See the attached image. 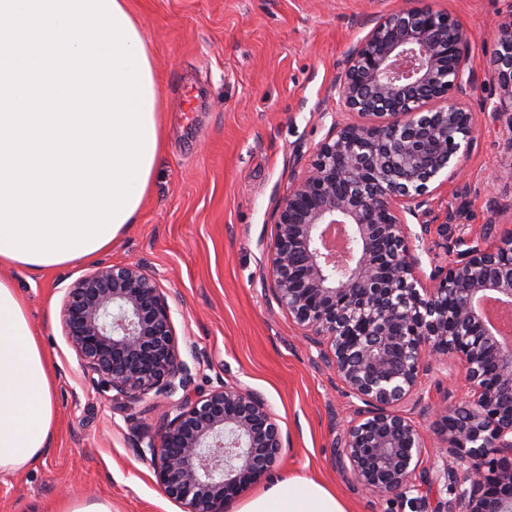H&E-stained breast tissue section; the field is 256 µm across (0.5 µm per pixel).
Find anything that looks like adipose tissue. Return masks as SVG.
Instances as JSON below:
<instances>
[{"label": "adipose tissue", "mask_w": 512, "mask_h": 512, "mask_svg": "<svg viewBox=\"0 0 512 512\" xmlns=\"http://www.w3.org/2000/svg\"><path fill=\"white\" fill-rule=\"evenodd\" d=\"M161 93L128 0H0V265L36 279L93 260L135 223L164 148ZM54 376L0 278V472L41 459ZM238 512H349L303 475Z\"/></svg>", "instance_id": "adipose-tissue-1"}]
</instances>
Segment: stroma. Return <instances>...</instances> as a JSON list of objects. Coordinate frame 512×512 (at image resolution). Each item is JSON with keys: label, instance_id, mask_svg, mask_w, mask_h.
Returning a JSON list of instances; mask_svg holds the SVG:
<instances>
[{"label": "stroma", "instance_id": "obj_1", "mask_svg": "<svg viewBox=\"0 0 512 512\" xmlns=\"http://www.w3.org/2000/svg\"><path fill=\"white\" fill-rule=\"evenodd\" d=\"M452 14L470 40L479 79L470 104L494 95L488 78L499 25L512 18V0H413ZM403 0H131L143 24L159 78L166 147L135 224L105 260L137 261L153 274L171 310L182 359L200 358L195 386L221 382L260 393L281 428L284 461L273 478L314 477L343 497L351 512H437L441 486L406 495L361 488L333 458L341 424L357 399L346 393L319 349L278 305L264 260L272 210L326 135L331 114H343L334 90L346 51L374 18ZM512 120L484 111L481 132L464 160L462 179L432 198L427 222L455 218L447 237L431 234L433 255L422 269L448 266L455 249L444 240L480 239L486 225L512 232ZM94 268L80 262L46 271L35 281L8 267L0 278L20 288L55 372L57 425L45 460L0 473V512H43L69 496L107 498L112 512H184L163 493L151 465L131 446L136 426L157 421L160 399L148 393L118 409L111 393L88 379L69 346L62 308L69 286ZM422 403L405 407L425 437L421 467L437 463L439 446L430 405L464 406L462 368L422 378Z\"/></svg>", "mask_w": 512, "mask_h": 512}]
</instances>
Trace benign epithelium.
<instances>
[{"instance_id": "7a95c632", "label": "benign epithelium", "mask_w": 512, "mask_h": 512, "mask_svg": "<svg viewBox=\"0 0 512 512\" xmlns=\"http://www.w3.org/2000/svg\"><path fill=\"white\" fill-rule=\"evenodd\" d=\"M473 80L467 32L448 13L411 6L372 20L336 73L334 91L353 119H332L292 177L265 259L279 305L328 339L321 359L364 404L333 449L355 482L401 495L418 480L441 483L450 498L439 512H512V343L482 312L488 298L512 306V236L487 243L490 224L487 237L427 276L430 230L422 223L414 233L406 219L463 173L481 129L466 104ZM490 80L491 111L512 116V19ZM336 225L352 243L342 262L326 243ZM62 326L113 402L182 392L165 402L157 430L136 428L131 441L186 512H224L280 465L281 430L259 393L192 389L197 367L181 358L168 301L141 263H98L69 288ZM447 356L463 364L471 400L433 408L444 447L435 472L420 475L422 436L395 407Z\"/></svg>"}]
</instances>
